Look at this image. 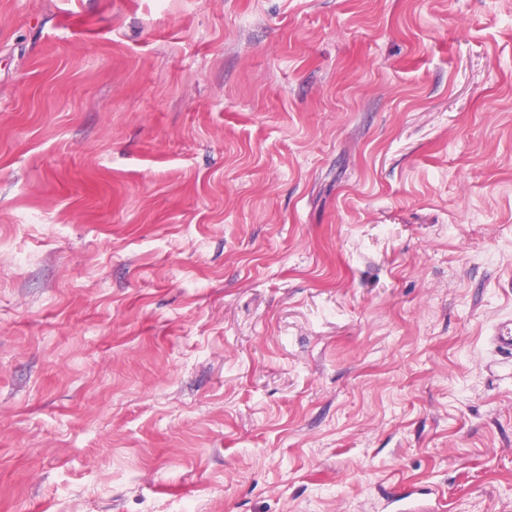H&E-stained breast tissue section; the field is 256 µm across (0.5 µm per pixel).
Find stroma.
I'll list each match as a JSON object with an SVG mask.
<instances>
[{
  "instance_id": "stroma-1",
  "label": "stroma",
  "mask_w": 512,
  "mask_h": 512,
  "mask_svg": "<svg viewBox=\"0 0 512 512\" xmlns=\"http://www.w3.org/2000/svg\"><path fill=\"white\" fill-rule=\"evenodd\" d=\"M512 0H0V512H512Z\"/></svg>"
}]
</instances>
